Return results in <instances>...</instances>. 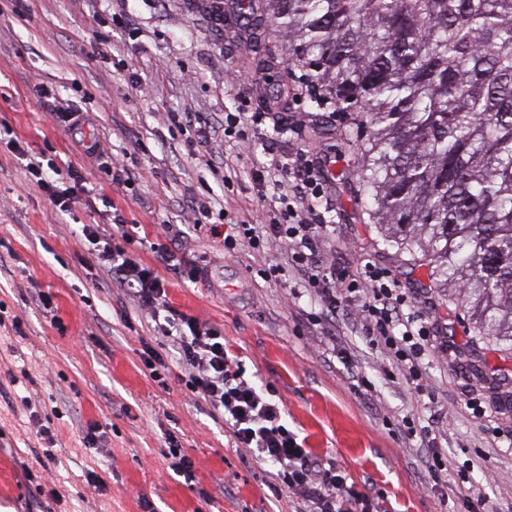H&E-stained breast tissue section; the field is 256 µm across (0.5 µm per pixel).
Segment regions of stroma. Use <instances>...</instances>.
<instances>
[{"label": "stroma", "instance_id": "1", "mask_svg": "<svg viewBox=\"0 0 512 512\" xmlns=\"http://www.w3.org/2000/svg\"><path fill=\"white\" fill-rule=\"evenodd\" d=\"M245 33L237 11L226 10L219 30L188 0H0V125L12 131L0 140V512H304L272 465L236 446L224 419L179 380L164 388L151 378L144 346L173 366L176 345L113 283L81 232L97 224L116 233L117 215L129 253L165 279L167 306L221 331L245 379L272 393L311 459L331 464L375 512H466L456 474L465 463L470 497L487 512H512V412L500 409L494 388L469 379L460 353L482 358L509 391L512 355L477 336L464 306L430 289L426 267L386 245L370 207L355 202L354 115L293 102L292 129L269 118L225 140V113L270 115L275 90L308 71L289 62L277 28L266 30L262 66ZM71 109L84 112L102 153L123 160L129 182H114L86 152L62 117ZM172 112L181 126H170ZM300 148L324 167L337 214L322 259L340 271L373 260L419 292L435 333L423 360L429 397L416 399L371 348L355 305L335 323L311 322L321 300L280 243L260 253L244 241L225 249L229 219L277 196L256 169ZM43 153L90 191L61 218L26 168L27 155ZM167 251L205 267L206 280L169 269ZM272 264L282 267L278 280L263 281ZM41 292L50 309L39 306ZM337 344L348 359L336 358ZM358 379L370 390H353ZM474 399L489 418L473 417L466 404ZM34 411L51 416L54 447L38 435ZM406 417L427 422L428 437L408 436ZM90 426L94 449L83 443ZM171 436L193 460L192 478L172 470ZM434 449L453 465L438 486L427 463ZM50 451L57 463L47 462ZM91 468L107 471V488L85 481Z\"/></svg>", "mask_w": 512, "mask_h": 512}]
</instances>
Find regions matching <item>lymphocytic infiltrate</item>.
Here are the masks:
<instances>
[{"mask_svg":"<svg viewBox=\"0 0 512 512\" xmlns=\"http://www.w3.org/2000/svg\"><path fill=\"white\" fill-rule=\"evenodd\" d=\"M28 172L37 188L51 198L56 212L69 213L79 202L81 186L47 176L43 162L31 161ZM282 172L288 174L290 183L279 209L266 214L259 230L238 222L236 236L225 237V248H233L240 237L256 249L262 239L280 241L304 287L321 294L323 320L335 319L342 298L360 299L358 315L371 337L393 361L404 366L405 378L416 394H424L427 384L421 359L429 349L430 329L422 313L397 279L369 261L348 280L344 296H337L336 272L319 260L320 238L329 211L322 169L318 161L300 150L289 154L287 160L269 164L258 178L272 183ZM82 233L95 245L100 262L115 274L127 296L151 312H165L164 279L133 259L123 241L102 238L97 225H84ZM165 314L155 329L177 343L183 366L181 381L212 413L227 417L237 447L252 449L258 459L275 465L278 484L298 494L310 512H337L343 477L330 468L315 469L296 434L283 423L278 402L245 380L243 366L225 346L223 334L197 318L173 311Z\"/></svg>","mask_w":512,"mask_h":512,"instance_id":"obj_1","label":"lymphocytic infiltrate"}]
</instances>
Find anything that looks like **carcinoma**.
<instances>
[{
	"label": "carcinoma",
	"instance_id": "1",
	"mask_svg": "<svg viewBox=\"0 0 512 512\" xmlns=\"http://www.w3.org/2000/svg\"><path fill=\"white\" fill-rule=\"evenodd\" d=\"M364 136L354 199L512 353V0H263Z\"/></svg>",
	"mask_w": 512,
	"mask_h": 512
}]
</instances>
